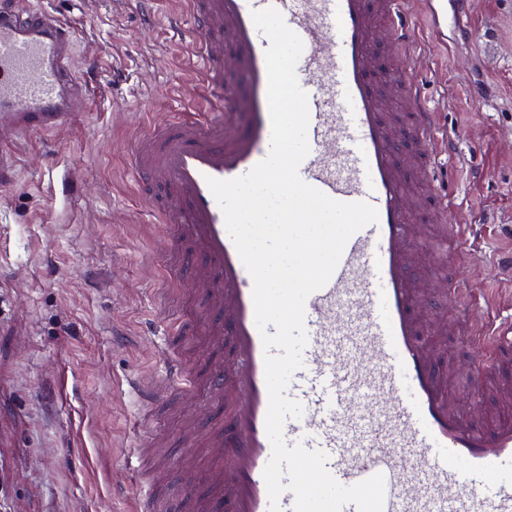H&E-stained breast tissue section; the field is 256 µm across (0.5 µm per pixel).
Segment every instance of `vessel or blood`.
Instances as JSON below:
<instances>
[{"mask_svg": "<svg viewBox=\"0 0 512 512\" xmlns=\"http://www.w3.org/2000/svg\"><path fill=\"white\" fill-rule=\"evenodd\" d=\"M199 54L195 100L202 117L175 118L132 144L137 186L169 235L178 275L203 290L205 329L222 353L208 372L224 413L209 490L183 482L174 499H201V512H268L263 477L271 455L265 428L264 347L255 324L253 280L228 234L207 180L246 174L270 146L265 50L251 13L278 9L304 49L296 72L308 95L310 152L299 167L307 184L342 202L364 201L377 223L347 242L329 282L305 303L303 365L287 395L301 417L286 419L287 445L328 455L342 485L385 477L384 512H512V422L484 419L481 399L460 412L422 340L414 275L412 212L431 226L423 245L446 244L454 264L474 263L477 227L448 228L453 201L436 161L453 150L410 79L385 56L394 43L413 60L415 23L403 0H185ZM458 24L468 0L429 5V31L441 15ZM75 34L54 13L0 0V141L63 125L86 94L74 69ZM224 109L208 111L210 97ZM404 107L395 114L389 100ZM481 349L473 374H512V317L471 326ZM168 383L146 387L147 405L195 392L197 380L176 357Z\"/></svg>", "mask_w": 512, "mask_h": 512, "instance_id": "1", "label": "vessel or blood"}]
</instances>
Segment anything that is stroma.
<instances>
[{
    "instance_id": "1",
    "label": "stroma",
    "mask_w": 512,
    "mask_h": 512,
    "mask_svg": "<svg viewBox=\"0 0 512 512\" xmlns=\"http://www.w3.org/2000/svg\"><path fill=\"white\" fill-rule=\"evenodd\" d=\"M448 46L420 41L432 73L427 101L455 142L441 158L458 208L452 224L482 225L475 264L457 269L476 296L474 321L512 316L497 262L512 253V0H473ZM68 20L75 69L89 93L66 124L9 142L15 181L0 189V512H132L139 486L164 498L202 480L222 416L204 383L212 337L171 325L198 292L160 273L163 228L138 197L130 145L147 124L194 110L192 33L174 34L181 0H27ZM447 267L419 270L425 340L452 365L450 395L472 408L465 384L481 350L437 293ZM182 357L196 393L143 411L138 380L163 383L164 354ZM142 430L141 466L126 458Z\"/></svg>"
}]
</instances>
